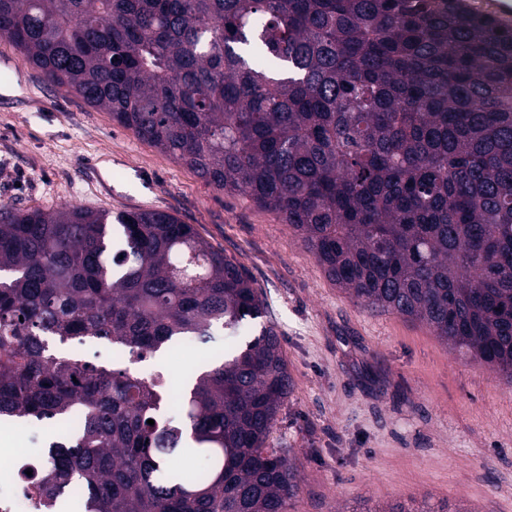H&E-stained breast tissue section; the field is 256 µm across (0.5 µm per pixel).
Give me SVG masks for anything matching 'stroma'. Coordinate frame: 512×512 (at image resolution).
<instances>
[{
  "instance_id": "stroma-1",
  "label": "stroma",
  "mask_w": 512,
  "mask_h": 512,
  "mask_svg": "<svg viewBox=\"0 0 512 512\" xmlns=\"http://www.w3.org/2000/svg\"><path fill=\"white\" fill-rule=\"evenodd\" d=\"M159 210L242 264L267 305L225 344L273 322L293 392L266 441L295 450L288 512L362 499L512 512V386L424 324L372 312L327 277L302 238L242 191L207 185L111 115L48 82L0 39V203Z\"/></svg>"
}]
</instances>
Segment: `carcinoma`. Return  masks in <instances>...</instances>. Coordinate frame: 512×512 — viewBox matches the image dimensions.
<instances>
[{"mask_svg":"<svg viewBox=\"0 0 512 512\" xmlns=\"http://www.w3.org/2000/svg\"><path fill=\"white\" fill-rule=\"evenodd\" d=\"M0 38L248 193L365 308L512 385L511 28L459 0H0ZM264 313L243 266L168 212L0 203V422L74 423L21 487L80 512H287L292 449L265 447L292 393L274 326L210 352L178 392L130 368Z\"/></svg>","mask_w":512,"mask_h":512,"instance_id":"1","label":"carcinoma"}]
</instances>
